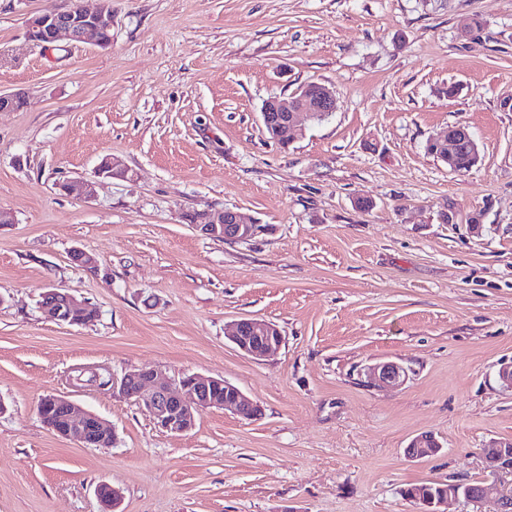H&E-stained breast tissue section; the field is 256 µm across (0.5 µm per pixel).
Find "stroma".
<instances>
[{
    "mask_svg": "<svg viewBox=\"0 0 512 512\" xmlns=\"http://www.w3.org/2000/svg\"><path fill=\"white\" fill-rule=\"evenodd\" d=\"M68 2L0 0V91L24 99L0 112V512H102L103 484L121 512H420L410 485L489 479L481 448L512 439V0H112L109 47L28 39ZM308 83L335 112L271 139L264 100ZM453 124L480 148L463 173L425 151ZM76 179L93 198L59 190ZM228 208L261 232L190 221ZM50 288L98 319L46 320ZM241 318L281 348L244 355ZM386 360L407 382L364 383ZM88 369L221 378L262 412L174 435ZM49 394L114 445L49 429ZM423 432L442 452L408 459ZM194 226L206 236L236 242L248 241L261 231L257 228L259 224L247 221L239 212L231 209L220 212L216 218L204 213L196 219ZM228 338L242 353L256 360L267 357L284 341L276 326L257 318L236 320ZM57 408L62 409L64 412L66 424L62 413L49 414L46 416L45 421L49 425L54 426L55 428L53 429L60 436L85 443L89 433L95 432L100 443L105 447L99 445L92 437H88L86 445L95 448H107V446L111 445V440L112 445L114 444L115 435L112 432V427L97 414L80 410L67 396L46 395L42 397L39 403L38 415L43 420L46 412L50 413ZM63 426L64 428L62 429Z\"/></svg>",
    "mask_w": 512,
    "mask_h": 512,
    "instance_id": "35a3bbf8",
    "label": "stroma"
}]
</instances>
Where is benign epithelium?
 Listing matches in <instances>:
<instances>
[{"instance_id":"obj_1","label":"benign epithelium","mask_w":512,"mask_h":512,"mask_svg":"<svg viewBox=\"0 0 512 512\" xmlns=\"http://www.w3.org/2000/svg\"><path fill=\"white\" fill-rule=\"evenodd\" d=\"M27 37L38 45L48 46L66 38L75 44H90L105 47L112 43V0H98L90 9L83 0L66 8L48 9L27 23ZM336 108V92L327 85H321L314 96L307 95V86L296 90L293 96L284 99L271 97L261 108L263 127L269 136L281 143L288 141V132L297 127L299 117L312 118L316 114L330 115ZM434 139L448 144V154L454 155L465 147L478 152L476 139L469 128L450 125L440 131ZM59 188L68 195L90 199L95 194L90 181H67ZM194 226L209 237L223 238L236 242L254 238L260 229L246 220L239 212L226 209L213 217L202 214ZM45 318L59 324L76 325L75 311L81 307L71 295L58 289L42 293L39 303ZM229 340L245 355L260 360L277 350L284 338L277 327L257 318H242L233 323ZM361 375L369 386L397 387L408 379V369L393 360L380 361L366 366ZM108 386L112 396L133 400L149 414L162 430L183 434L193 429L196 416L212 407L232 411L244 418L260 414V406L240 388L223 380L207 378L196 374L179 380L161 378L152 371H128L114 376ZM60 408L65 414L66 424L56 430L60 436L84 443L89 433H95L100 443L107 447L115 440L112 427L97 414L83 411L66 396L46 395L39 403L38 415ZM441 450L434 435L421 434L411 440L405 454L413 460L433 456ZM483 460H494L500 465L498 472L512 476V440H492L481 449ZM98 495L106 506L105 512H117L121 503L118 490L107 485L98 488ZM494 498L495 512H512V492L494 493V486L482 483L473 489L463 482H448V493L440 497H426L418 500L425 506L423 512H442L441 507L451 500L463 498L468 502L482 503Z\"/></svg>"}]
</instances>
